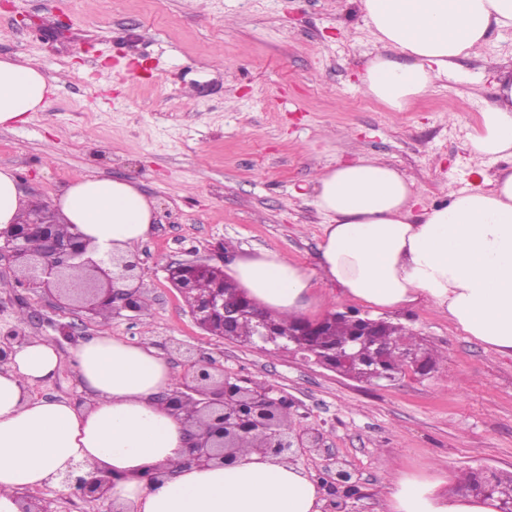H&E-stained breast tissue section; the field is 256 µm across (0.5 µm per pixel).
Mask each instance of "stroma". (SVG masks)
Segmentation results:
<instances>
[{"instance_id": "obj_1", "label": "stroma", "mask_w": 512, "mask_h": 512, "mask_svg": "<svg viewBox=\"0 0 512 512\" xmlns=\"http://www.w3.org/2000/svg\"><path fill=\"white\" fill-rule=\"evenodd\" d=\"M377 50L360 0H14L0 9V57L41 66L56 86L45 111L0 130V166L35 204L81 177L135 181L156 203L154 232L133 253L142 312L95 321L80 303L19 286L18 271L0 264V333L21 328L59 354L36 396L83 402L75 348L105 330L150 340L180 376L201 359L273 385L292 400L297 426L323 434L321 450L299 463L317 479L338 460L351 471L361 495L349 512H385V486L400 472L512 475V357L446 316L426 306L390 314L437 360L429 375L379 386L273 343L258 350L208 334L165 271L220 244L228 256L275 251L319 274L321 217L297 190L326 166L387 162L427 205L472 187L476 170L492 178L507 168L475 164L465 142L494 102L492 73L512 64V30L493 32L481 56L404 112L359 88ZM69 324L74 336L61 335Z\"/></svg>"}]
</instances>
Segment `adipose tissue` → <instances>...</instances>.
I'll return each instance as SVG.
<instances>
[{"label": "adipose tissue", "mask_w": 512, "mask_h": 512, "mask_svg": "<svg viewBox=\"0 0 512 512\" xmlns=\"http://www.w3.org/2000/svg\"><path fill=\"white\" fill-rule=\"evenodd\" d=\"M380 49L361 78L364 94L403 112L476 55L493 30L512 29V0H361ZM466 147L478 160L512 159V71L494 76ZM55 91L40 68L0 58V129L44 111ZM323 216L320 270L347 298L375 312L429 305L466 335L512 356V171L491 188L475 185L425 206L392 165L357 158L328 166L312 188ZM71 232L99 251L131 254L154 229L155 204L125 179L83 178L54 199ZM29 206L12 168L0 167V229ZM230 274L264 311L298 319L318 301L306 269L264 251L236 257ZM78 405L39 399L52 379L54 344L29 336L0 364V512H20L24 492L58 484L73 471L112 476L115 512H322L318 482L292 457L244 448L224 465H185L187 410L160 404L176 375L151 343L103 332L75 350ZM165 476L149 483L146 469ZM387 512H499L494 498L440 491L438 482L392 480Z\"/></svg>", "instance_id": "adipose-tissue-1"}]
</instances>
